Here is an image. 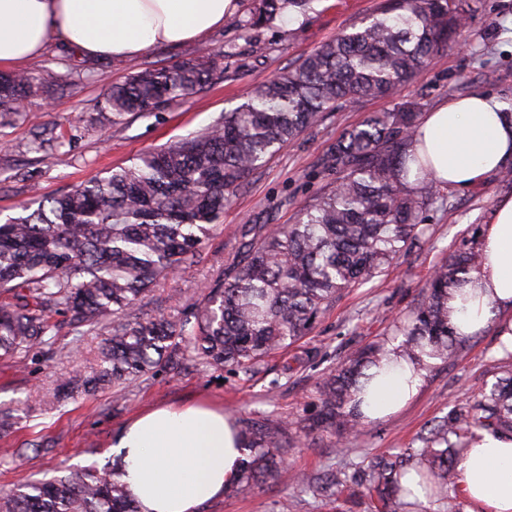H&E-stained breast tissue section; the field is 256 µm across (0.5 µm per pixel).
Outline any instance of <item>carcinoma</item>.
I'll return each instance as SVG.
<instances>
[{
  "mask_svg": "<svg viewBox=\"0 0 512 512\" xmlns=\"http://www.w3.org/2000/svg\"><path fill=\"white\" fill-rule=\"evenodd\" d=\"M312 0H251L240 28L273 25ZM462 0H386L379 12L342 31L294 68L248 92L243 102L202 131L140 154L133 163L54 195H38L0 222V358L19 359L69 317L75 338L104 330L98 370L60 384L67 395L125 384L192 358L252 376L275 350L307 335L342 292L389 268L418 242L424 211L434 204L427 162L414 148L415 112H375L345 131L322 159L343 174L328 193L299 208L294 224H244L235 256L191 309L177 316L132 315L139 300L194 263L236 193L269 157L331 109L367 96H391L416 78L459 29ZM224 77L219 55L199 52L144 67L103 94L112 123L147 115L197 95ZM27 73L0 75V123L19 102L41 92ZM465 241L433 271L409 322L395 326L399 349L428 370L458 355L470 336L448 324V290L482 263ZM384 348L369 343L325 374L317 425L342 438L359 428L353 402L380 368ZM477 431L512 437V367L488 391L456 404L409 448L417 466L382 457L368 474L382 505L395 507L418 484L456 512L463 450ZM251 455L233 493L280 468L288 447L283 420L244 422ZM0 512H138L116 473L89 468L75 476L0 491Z\"/></svg>",
  "mask_w": 512,
  "mask_h": 512,
  "instance_id": "carcinoma-1",
  "label": "carcinoma"
}]
</instances>
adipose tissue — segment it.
I'll return each mask as SVG.
<instances>
[{
	"label": "adipose tissue",
	"instance_id": "obj_1",
	"mask_svg": "<svg viewBox=\"0 0 512 512\" xmlns=\"http://www.w3.org/2000/svg\"><path fill=\"white\" fill-rule=\"evenodd\" d=\"M241 0H0V68L38 60L62 45L92 60L124 61L149 49L201 42ZM493 97L472 94L425 113L416 149L430 176L452 189L472 187L512 165V120ZM478 248L484 257L448 295V323L471 335L495 326L512 342V196L501 198ZM387 362L361 397L364 421L403 409L423 386V371L388 346ZM249 450L223 412L197 404L161 407L128 422L112 462L140 512H196L240 475ZM460 483L466 512H512V439L483 434L464 452Z\"/></svg>",
	"mask_w": 512,
	"mask_h": 512
}]
</instances>
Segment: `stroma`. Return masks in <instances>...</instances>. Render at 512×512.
Listing matches in <instances>:
<instances>
[{
  "label": "stroma",
  "instance_id": "stroma-1",
  "mask_svg": "<svg viewBox=\"0 0 512 512\" xmlns=\"http://www.w3.org/2000/svg\"><path fill=\"white\" fill-rule=\"evenodd\" d=\"M383 0H314L309 11L245 35L236 18L206 41L161 45L122 63L67 62L50 49L26 67L44 79L39 96L24 113L0 124V218L14 214L32 190L46 195L72 189L91 178L129 165L139 154L206 127L239 105L245 93L296 66L322 42L375 13ZM229 51L224 79L188 100L170 102L148 115L115 123L101 112L102 95L131 69L161 66L202 51ZM71 67L70 83L46 81L49 71ZM474 93L512 105V0H469L467 24L435 55L418 77L392 98H362L325 114L298 139L285 144L251 175L224 209V222L206 241L199 263L185 266L144 296L137 316L180 314L197 302L212 276L239 247L242 224H293L303 202L335 186L340 175L324 170L323 155L347 130L373 112L405 108L424 113L443 102ZM52 132L55 150L30 151L34 127ZM436 202L427 210L416 246L388 271L343 293L292 349L272 354L261 373L249 377L183 361L120 387L81 392L56 400L60 379L91 375L97 368L102 331L86 333L73 354L48 352L41 345L20 361L0 359V411L13 426L0 431V488L101 468L115 436L135 415L163 405L204 402L223 408L235 424L278 419L288 423L285 465L272 477L239 495L224 494L197 512H377L365 482L377 458L419 447L429 426L456 403L477 395L507 363L494 329L470 340L462 356L437 363L425 375L416 399L399 414L369 422L347 438L311 426L319 411L318 383L329 368L357 348L391 341L394 325L407 321L432 270L489 222L505 191L499 174L455 191L434 186ZM317 356L302 368L282 373L293 355ZM34 444L28 460L12 461L10 449ZM342 470L348 479L335 496L302 490L299 476L324 478Z\"/></svg>",
  "mask_w": 512,
  "mask_h": 512
}]
</instances>
